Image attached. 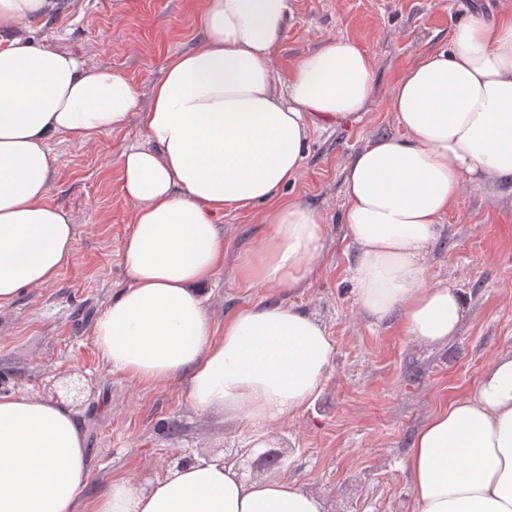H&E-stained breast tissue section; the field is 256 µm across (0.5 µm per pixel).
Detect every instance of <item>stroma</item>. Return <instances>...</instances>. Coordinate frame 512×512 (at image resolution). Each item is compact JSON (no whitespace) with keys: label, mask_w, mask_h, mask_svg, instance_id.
<instances>
[{"label":"stroma","mask_w":512,"mask_h":512,"mask_svg":"<svg viewBox=\"0 0 512 512\" xmlns=\"http://www.w3.org/2000/svg\"><path fill=\"white\" fill-rule=\"evenodd\" d=\"M505 0H294L280 46L282 65L319 45L348 38L376 63L378 85L361 118L319 129L286 198L314 207L326 223L316 276L294 290L247 281L245 257L259 252L267 227L255 212H231L219 231L224 263L206 301L216 334L236 312L262 302L296 306L326 327L335 356L318 397L298 414L254 431L220 413H200L183 381L144 382L109 371L94 343L96 320L129 276L122 247L133 206L120 189L118 158L142 142L138 113L80 142L53 138L48 203L66 211L73 258L51 283L0 305V395L67 401L86 437L90 482L76 512L117 479L148 486L186 453L229 457L258 438L280 443L271 470L325 498L329 512H411L404 468L416 430L470 393L499 357L512 353V190L464 185L443 219L442 241L427 257L430 282L460 289L467 316L456 336L425 346L404 336L398 317L372 322L357 305L348 271L353 244L339 218L344 168L369 141L400 135L389 98L396 77L447 43L474 7L496 13ZM195 0H58L32 24L34 41L111 69L149 97L170 57L199 38Z\"/></svg>","instance_id":"1"}]
</instances>
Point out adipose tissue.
<instances>
[{
    "label": "adipose tissue",
    "instance_id": "adipose-tissue-1",
    "mask_svg": "<svg viewBox=\"0 0 512 512\" xmlns=\"http://www.w3.org/2000/svg\"><path fill=\"white\" fill-rule=\"evenodd\" d=\"M199 4L200 39L168 62L144 104L121 75L29 40L54 0H0V305L52 282L71 261V219L47 201L50 140L63 133L84 142L139 113L146 141L118 159L134 206L122 249L130 284L97 321L94 344L111 370L186 380L197 411L264 428L319 394L335 349L317 318L276 303L238 311L215 337L203 287L224 262L217 221L261 211L268 233L248 278L288 289L310 278L323 255V218L282 191L312 131L368 110L376 65L342 38L281 76L293 0ZM390 108L402 136L374 138L344 169L350 277L370 319L399 315L406 336L439 345L467 314L458 289L426 276L442 220L464 183L512 187V0L492 17L474 12L447 45L421 55L394 83ZM405 466L413 512H512V354L431 416ZM89 481L85 436L68 404L0 396V512H74ZM94 512L327 508L288 481L249 482L201 458L146 491L113 481Z\"/></svg>",
    "mask_w": 512,
    "mask_h": 512
}]
</instances>
